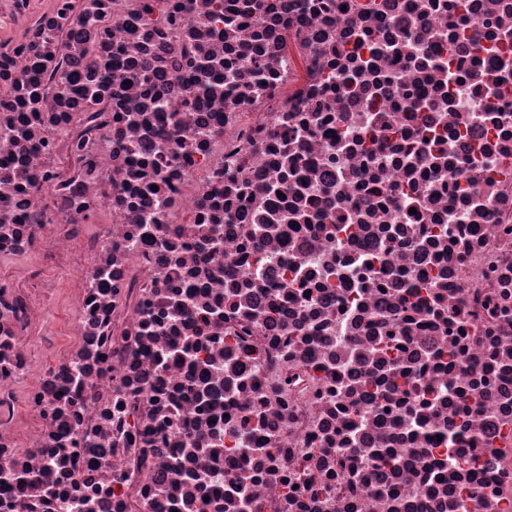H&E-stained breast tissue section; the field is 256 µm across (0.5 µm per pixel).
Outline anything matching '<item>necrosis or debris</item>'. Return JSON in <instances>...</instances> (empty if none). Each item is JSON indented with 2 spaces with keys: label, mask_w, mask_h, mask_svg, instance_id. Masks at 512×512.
<instances>
[{
  "label": "necrosis or debris",
  "mask_w": 512,
  "mask_h": 512,
  "mask_svg": "<svg viewBox=\"0 0 512 512\" xmlns=\"http://www.w3.org/2000/svg\"><path fill=\"white\" fill-rule=\"evenodd\" d=\"M0 261V512H512V0H0Z\"/></svg>",
  "instance_id": "1"
}]
</instances>
